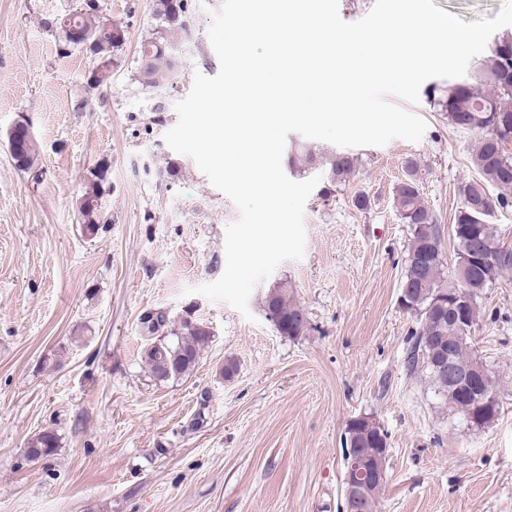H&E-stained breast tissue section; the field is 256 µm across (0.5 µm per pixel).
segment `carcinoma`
I'll list each match as a JSON object with an SVG mask.
<instances>
[{
    "mask_svg": "<svg viewBox=\"0 0 512 512\" xmlns=\"http://www.w3.org/2000/svg\"><path fill=\"white\" fill-rule=\"evenodd\" d=\"M183 11V0H152V14L157 26L154 36L140 46V65L146 66L147 71L145 75L137 73L142 86L160 89L176 78L177 64L171 47L179 45ZM72 27L103 33L101 59L95 67L92 85L98 89L110 78L112 50L124 42V30L117 24L100 19L95 11L82 9L59 22V41L61 46L69 49L76 47L75 42L66 39ZM434 100L446 112L451 126L480 134L478 147L472 156L479 179L461 186L460 206L451 229L457 261L468 259L472 244L478 242L494 257L495 264H471L466 288L461 287L457 279L448 277L441 259L440 228L420 194L418 165L412 160L406 161L404 179L395 187L397 209L403 223L410 225L412 230L401 288L407 289L418 320V327L412 332L413 343L407 364L411 372L423 375L449 413L463 417L470 426L479 429L493 423L500 408L475 414L469 409L468 402L440 385L431 368L421 360L420 353L429 352L442 339L459 335L454 319L448 317V310L434 306L438 296H464L467 317L474 324L480 314L479 294L503 273L512 270V249L500 242L496 228L489 223L494 210L508 205L512 197V157L504 150L505 143L512 141V35H505L491 45L476 81L453 84ZM36 154L37 145L33 139L21 143L20 152L12 159L18 167L26 169L33 164ZM356 162L357 159L350 154L334 153L321 157L307 147H297L288 155L290 170L306 172L319 166L331 181L339 183L355 177ZM108 171L109 168L101 164L84 178L78 212L83 230L89 236L97 235L104 223L101 199ZM490 186L499 190L497 196L489 194ZM263 307L278 324L280 334L297 337L308 330L305 310L294 298L288 284L281 283L270 289L264 297ZM210 338L209 327L186 319L168 334L150 339L143 351L142 362L160 381L185 377L196 367ZM454 354L460 369L474 376H485L490 389L497 387L492 372L472 354V336L460 339L455 344ZM58 447V435L44 430L30 438L27 454L47 458Z\"/></svg>",
    "mask_w": 512,
    "mask_h": 512,
    "instance_id": "1",
    "label": "carcinoma"
}]
</instances>
